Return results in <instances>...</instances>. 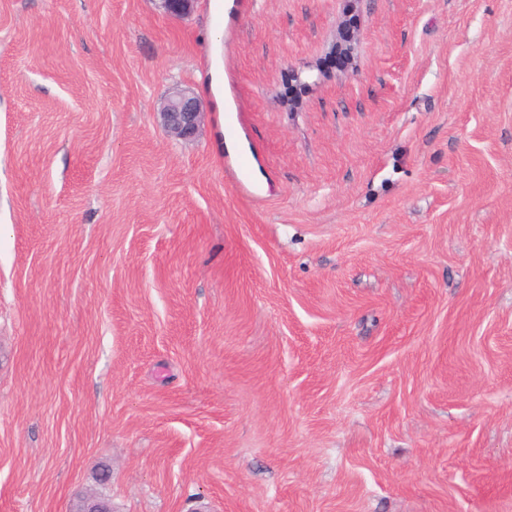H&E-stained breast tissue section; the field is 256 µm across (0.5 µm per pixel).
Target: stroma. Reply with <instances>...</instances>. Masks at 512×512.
Here are the masks:
<instances>
[{"label":"stroma","instance_id":"stroma-1","mask_svg":"<svg viewBox=\"0 0 512 512\" xmlns=\"http://www.w3.org/2000/svg\"><path fill=\"white\" fill-rule=\"evenodd\" d=\"M103 466L114 512H512V0H0V512ZM205 112L200 99L189 89L174 88L162 101L157 112L164 131L175 138L196 135Z\"/></svg>","mask_w":512,"mask_h":512}]
</instances>
